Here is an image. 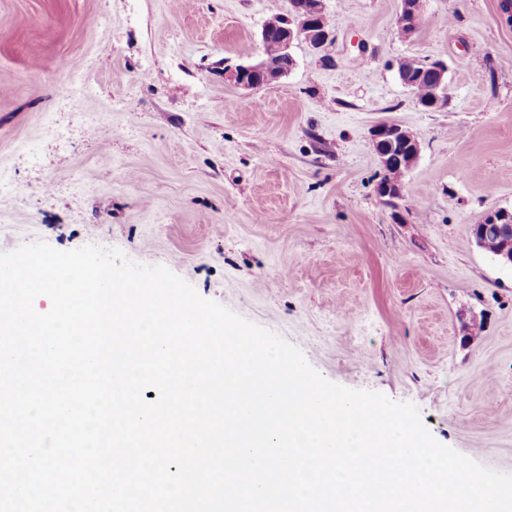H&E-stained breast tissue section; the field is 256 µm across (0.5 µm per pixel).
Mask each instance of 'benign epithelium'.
I'll use <instances>...</instances> for the list:
<instances>
[{
  "mask_svg": "<svg viewBox=\"0 0 512 512\" xmlns=\"http://www.w3.org/2000/svg\"><path fill=\"white\" fill-rule=\"evenodd\" d=\"M290 8L284 16L285 25L274 44H269L267 35L260 39L261 51L254 62L232 64L224 63V81L244 89L269 86L283 77V72L268 65L269 50L290 57L292 47L298 41L306 42L313 49L323 48L330 40L331 32L318 24V17L325 11L324 0H291ZM431 109L442 110L448 107V88L445 79H440L437 88L431 91ZM406 129L393 122H381L371 130V146L379 157L380 163L387 159L386 150L394 149ZM499 210L489 212L482 223L473 226V236L480 238L494 233L504 240L496 257L506 265L512 266V223L502 224L496 218Z\"/></svg>",
  "mask_w": 512,
  "mask_h": 512,
  "instance_id": "7a95c632",
  "label": "benign epithelium"
}]
</instances>
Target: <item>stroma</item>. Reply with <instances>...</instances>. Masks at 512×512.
I'll return each mask as SVG.
<instances>
[{"label": "stroma", "instance_id": "stroma-1", "mask_svg": "<svg viewBox=\"0 0 512 512\" xmlns=\"http://www.w3.org/2000/svg\"><path fill=\"white\" fill-rule=\"evenodd\" d=\"M502 0H325L333 39L297 43L242 89L288 0H0V252L88 244L162 265L297 347L331 382L417 406L432 436L512 473V268L474 224L512 210V24ZM403 57L448 66L422 110ZM80 66L88 90L66 97ZM421 142L378 196L372 127Z\"/></svg>", "mask_w": 512, "mask_h": 512}]
</instances>
